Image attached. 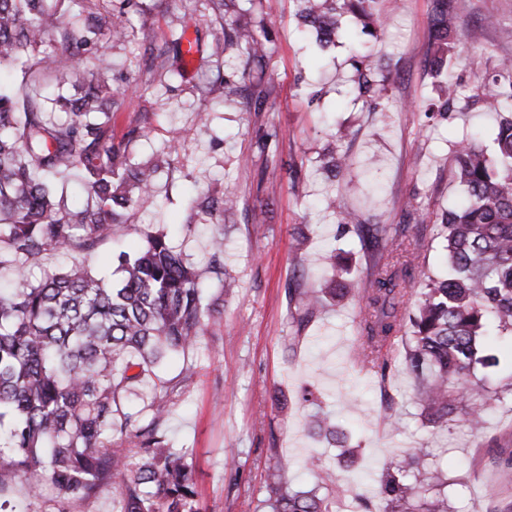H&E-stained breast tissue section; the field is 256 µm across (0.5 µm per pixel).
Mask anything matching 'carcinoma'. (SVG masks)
Listing matches in <instances>:
<instances>
[{
  "label": "carcinoma",
  "instance_id": "carcinoma-1",
  "mask_svg": "<svg viewBox=\"0 0 512 512\" xmlns=\"http://www.w3.org/2000/svg\"><path fill=\"white\" fill-rule=\"evenodd\" d=\"M68 0H0V64L16 67L20 84H0V270L14 275L0 287V497L8 482L22 478L30 493L51 482L58 498L89 500L102 487L118 488V512H198L193 464L168 450L164 422L174 399L193 382L195 368L178 380L156 367L200 342L223 320L216 302L205 299L200 271L163 233L146 236L136 253L115 257L117 279L99 277L82 254L157 202L156 178L164 160L127 163V145L115 142L104 79L62 93L77 69L93 61L101 75L112 71L109 41L126 36L127 9L136 0H115L112 11L83 0L76 12ZM316 45L327 50L343 36L342 17L355 14L363 28L384 30L381 0H294ZM431 49L440 63L459 41L456 0H434ZM188 26L171 31L155 58L159 80L183 76L200 39ZM213 54L226 47L264 65L268 48L248 27L224 26L212 33ZM371 52L358 56L359 95L376 93ZM54 78L56 93L41 77ZM237 86L208 72L195 88L206 99L219 88ZM482 110L497 116L489 147L462 142L455 150V178L464 202L433 214L443 266L425 276L418 297L406 288L411 267L424 261L421 239L396 265L390 255L409 239V225L365 224L337 196L323 207L356 231L367 255L366 313L361 342L351 358L385 377L389 346L400 339L401 364L411 375L426 424L464 418L471 430L485 424L486 377L476 370L499 366L484 348L494 334L512 335V77L480 85ZM77 171L87 202L74 207L56 195L48 180ZM71 257L65 270L41 265L50 252ZM337 277L317 291L288 286L290 318L301 333L329 300L348 293L339 278L348 267L330 251ZM151 381L150 401L131 406L127 394ZM318 434L336 438L332 415H316ZM442 469L417 449L394 461L376 492L381 512H448V498L419 501L421 493L445 484ZM266 504L272 512H328L327 497L293 491L280 473L270 475Z\"/></svg>",
  "mask_w": 512,
  "mask_h": 512
}]
</instances>
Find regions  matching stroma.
<instances>
[{
  "mask_svg": "<svg viewBox=\"0 0 512 512\" xmlns=\"http://www.w3.org/2000/svg\"><path fill=\"white\" fill-rule=\"evenodd\" d=\"M142 2L146 14L133 15L127 37L110 44L109 81L119 93L112 131L119 138L145 129L129 147L134 162L171 141L177 149L158 175V207L135 213L83 260L107 275L113 252L140 247L147 233H166L224 310L219 330L206 331L200 344L161 368L171 379L184 364L195 367L194 383L166 427L174 448L193 461L200 512H268V474L280 457L291 462L285 480L292 489H323V480L305 468L307 457L317 455L355 496L370 497L384 467L418 448L444 469L453 512H512L511 398L490 401L476 435L460 420L423 424L403 367L381 382L350 361L365 309L361 293L317 315L298 336L286 296L294 280L316 288L331 275L324 254L333 243L349 254L350 280L362 282L366 261L354 232L316 205L325 193L340 191L346 206L374 224H418L404 206L410 196L427 212L462 201L452 158L469 134L485 146L497 131L496 118L478 111L469 94L512 64V39L502 33L512 28V0H457L461 57L439 71L428 53L432 0H398L385 33L371 43L380 90L369 106L358 94L348 41L319 51L304 36L292 0L257 6L237 0L225 16L229 23L262 21L272 48L266 68L229 48L217 59L196 58L168 86L154 84L145 62L170 24L183 20L204 36L215 14L207 0ZM488 16L494 25H485ZM215 68L236 85L257 86L259 97L200 98L193 78ZM451 79L466 98L448 114L426 118L424 104L437 100ZM262 142L277 151L279 163L259 152ZM331 147L349 151L352 160L336 177L317 161ZM291 161L302 165L299 178L287 168ZM213 189L234 192L237 209L192 207ZM255 209L265 212L266 223H249ZM214 233L224 238V270L237 282L228 296L210 271ZM305 389L315 402L301 400ZM321 407L332 411L339 443L310 434L309 419Z\"/></svg>",
  "mask_w": 512,
  "mask_h": 512,
  "instance_id": "35a3bbf8",
  "label": "stroma"
}]
</instances>
